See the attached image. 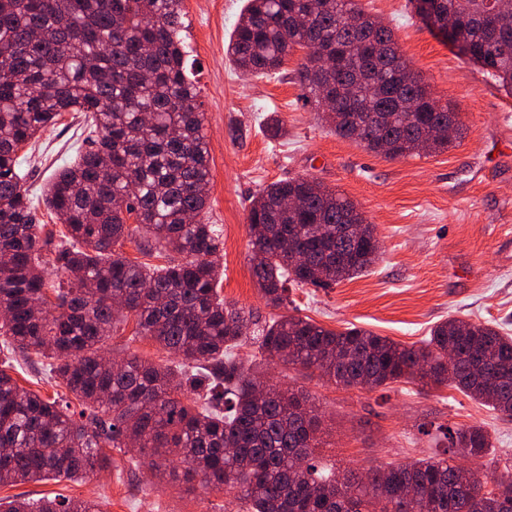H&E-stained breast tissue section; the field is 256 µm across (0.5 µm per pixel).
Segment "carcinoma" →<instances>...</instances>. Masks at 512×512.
Masks as SVG:
<instances>
[{"instance_id": "1", "label": "carcinoma", "mask_w": 512, "mask_h": 512, "mask_svg": "<svg viewBox=\"0 0 512 512\" xmlns=\"http://www.w3.org/2000/svg\"><path fill=\"white\" fill-rule=\"evenodd\" d=\"M448 27L446 39L512 95V0H413ZM183 0H0V349L34 352L81 407L49 401L0 369V485L111 466L105 448H135L159 473L175 462L188 489L237 491L240 512H512V469L480 460V425L439 427L446 448L380 467L366 479L318 465L321 420L308 397L236 360L251 339L269 363L375 390L398 379L451 386L512 417V336L494 324L441 320L422 346L370 330L327 329L279 315L263 325L218 294L222 242L206 222L210 170L198 91L184 58ZM328 50L333 98L310 61L297 65L304 98L336 135L390 160L448 149L461 138L456 106L431 91L394 30L359 0H248L226 53L254 77L295 48ZM64 112L84 116L88 147L43 188L65 243L48 278L45 232L19 174L18 152ZM455 123L448 134V123ZM295 198L294 209L282 206ZM139 224L133 236L127 220ZM252 276L266 305L289 286L331 288L378 258L357 205L313 177L273 182L251 201ZM364 224L356 238L347 225ZM127 239L161 265L131 260ZM135 322L178 358L115 363L103 345ZM0 512H103L93 498L0 501Z\"/></svg>"}]
</instances>
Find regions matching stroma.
Segmentation results:
<instances>
[{
    "label": "stroma",
    "mask_w": 512,
    "mask_h": 512,
    "mask_svg": "<svg viewBox=\"0 0 512 512\" xmlns=\"http://www.w3.org/2000/svg\"><path fill=\"white\" fill-rule=\"evenodd\" d=\"M361 3L394 29L434 94L457 105L464 134L448 150L390 160L337 136L303 98L295 72L302 51L269 76H246L233 65L226 47L245 0L183 2L181 36L205 115L207 218L223 241L220 294L259 321L275 317L251 273L249 205L271 182L310 175L357 204L381 250L368 273L331 288L291 289L286 314L333 330L361 327L408 346L448 317L493 323L512 335V96L426 26L409 0ZM86 135L81 114L69 112L20 150L32 197L75 158ZM134 328L130 322L115 329L106 342L113 355L166 363L167 352ZM237 354L267 381L309 394L321 418L315 456L337 473L362 477L426 457L430 432L445 424L483 425L493 442L485 465H512V418L455 388L423 392L401 380L369 392L325 383L292 365L266 364L250 344ZM8 370L45 399L63 394L36 355L14 353ZM110 454L111 470L93 480L0 485V498L91 495L104 512H236L232 493L190 492L182 479L160 481L133 467L119 449Z\"/></svg>",
    "instance_id": "35a3bbf8"
}]
</instances>
